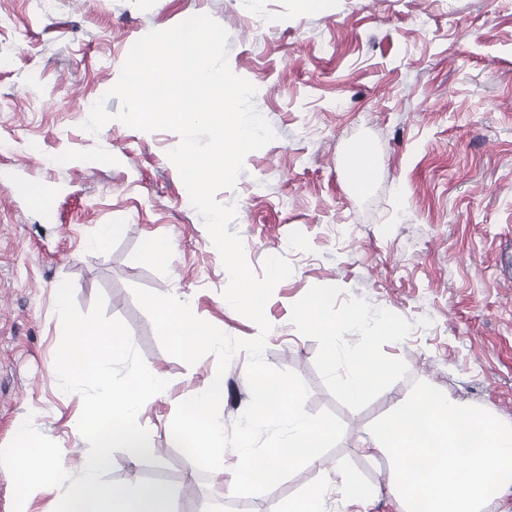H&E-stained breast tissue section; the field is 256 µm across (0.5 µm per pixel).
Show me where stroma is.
I'll use <instances>...</instances> for the list:
<instances>
[{"label": "stroma", "instance_id": "stroma-1", "mask_svg": "<svg viewBox=\"0 0 512 512\" xmlns=\"http://www.w3.org/2000/svg\"><path fill=\"white\" fill-rule=\"evenodd\" d=\"M194 15L228 34V63L256 88L255 109L276 137L249 153L234 189L230 225L254 272L271 255L290 277L265 306L264 358L308 387V413L328 410L343 434L318 467L273 490L225 504L238 462L204 474L175 446L178 403L214 378L217 360L194 365L161 346L133 289L186 301L229 336L257 326L223 297L229 277L168 153L171 131L142 132L119 121L84 130L76 94L108 97L139 38ZM372 149L371 175L357 186L353 144ZM114 226L104 251L90 242ZM170 247L168 264L155 249ZM512 0H0V448L32 418L81 477L89 445L74 430L79 394L52 372L61 341L55 293L71 282L80 310L104 294V313L122 320L148 369L169 384L142 407L139 423L154 458L112 454L105 478L129 483L158 475L172 512H279L315 485H328L325 512H401L392 465L369 454L372 422L426 382L512 424ZM326 316L352 350L373 348L395 364L357 405L324 362L322 339L300 317L317 290ZM361 320H351L353 310ZM398 331L380 341L385 325ZM248 355L223 376L220 417L232 425L250 400ZM373 486L344 501L336 475Z\"/></svg>", "mask_w": 512, "mask_h": 512}]
</instances>
